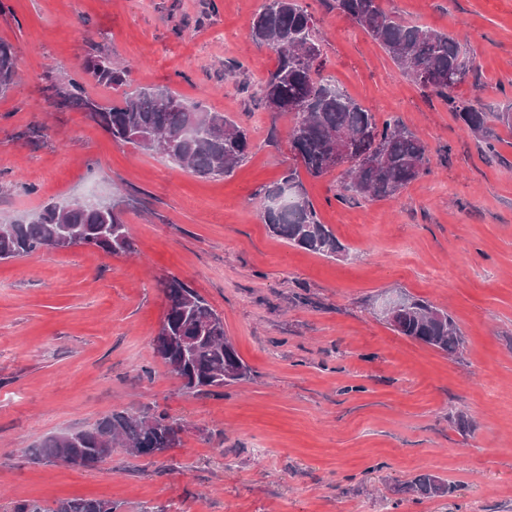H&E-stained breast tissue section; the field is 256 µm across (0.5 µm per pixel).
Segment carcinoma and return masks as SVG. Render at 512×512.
Masks as SVG:
<instances>
[{"mask_svg": "<svg viewBox=\"0 0 512 512\" xmlns=\"http://www.w3.org/2000/svg\"><path fill=\"white\" fill-rule=\"evenodd\" d=\"M333 8L356 21L389 55L395 65L421 88L448 98L451 111L475 137L492 147L489 122L512 127V111L487 112L466 101L448 97L473 70V61L448 35L408 23L388 12L380 0H334ZM253 42L270 47L276 68L262 88L260 103L271 112L291 116L288 138L296 160L312 177L333 171L329 163L334 138L347 137L352 157L385 146L374 167L351 165L342 173L338 198L381 200L398 195L428 172L427 144L399 120H384L346 94L322 73L321 40L313 16L299 0H266L251 20ZM17 50L0 39V95L16 74ZM127 70L108 54H91L81 76L59 82L46 77L59 106L86 112L117 143L133 144L201 177H227L248 155L247 130L200 101H190L167 89H143L125 94L120 102L104 106L85 94L84 81L119 89ZM269 231L289 244L336 258L345 253L329 225L307 197L299 172L288 174L272 188L256 195ZM76 246L112 255L135 251L123 216L102 204L74 200L67 208L52 201L32 216L0 224V262L35 257L59 247L63 232ZM167 309L155 339V353L187 393L218 390L247 380L251 368L239 356L224 331V319L196 289L177 277L162 282ZM403 313L390 323L397 333L429 345L449 356L461 345L458 329L448 315L427 301L403 296ZM181 444L177 424L166 413L136 415L115 410L92 427L64 431L31 449L29 460L89 467L109 449L121 448L138 457L163 454ZM410 492L422 498L451 494L454 488L430 474L408 482ZM12 512H119V505L95 498H66L47 509L25 501Z\"/></svg>", "mask_w": 512, "mask_h": 512, "instance_id": "obj_1", "label": "carcinoma"}]
</instances>
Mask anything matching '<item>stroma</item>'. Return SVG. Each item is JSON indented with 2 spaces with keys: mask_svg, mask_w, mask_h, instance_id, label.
<instances>
[{
  "mask_svg": "<svg viewBox=\"0 0 512 512\" xmlns=\"http://www.w3.org/2000/svg\"><path fill=\"white\" fill-rule=\"evenodd\" d=\"M301 3L325 74L429 149V174L388 199L341 201L338 172L301 174L346 248L339 260L272 235L254 203L295 164L290 117L259 103L276 65L249 36L264 0H0V39L18 51L0 96V222L51 200L115 203L136 249L0 263V512L74 497L120 512H512V129L492 123L487 151L332 0ZM381 5L473 57L452 96L512 103V0ZM98 51L127 83L90 82L87 96L109 105L165 87L201 101L248 129L246 161L205 179L53 106L47 77L79 75ZM171 276L222 315L250 379L192 394L168 373L152 341ZM400 292L451 316L456 355L387 324L379 308ZM126 407L170 415L181 446L118 449L92 468L28 460L43 439ZM419 473L454 493L416 499L405 484Z\"/></svg>",
  "mask_w": 512,
  "mask_h": 512,
  "instance_id": "stroma-1",
  "label": "stroma"
}]
</instances>
